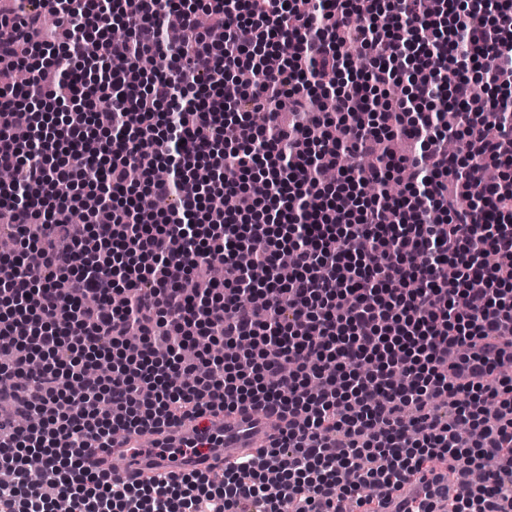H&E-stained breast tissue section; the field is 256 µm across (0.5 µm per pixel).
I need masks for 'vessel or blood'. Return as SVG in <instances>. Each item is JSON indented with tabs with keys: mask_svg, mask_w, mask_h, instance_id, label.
Here are the masks:
<instances>
[{
	"mask_svg": "<svg viewBox=\"0 0 512 512\" xmlns=\"http://www.w3.org/2000/svg\"><path fill=\"white\" fill-rule=\"evenodd\" d=\"M206 425L215 435L218 444L202 449L200 454L171 460L165 455H135L134 446L138 435L126 436L121 447L112 451L97 452L101 469L123 479L134 481L167 474L178 475L187 471L205 473L216 470L222 463L236 460L256 449L268 445L279 433L277 418L252 412L236 411L207 420ZM448 481H430L414 477L404 482L401 488L386 501V512H423L425 504H442L448 495Z\"/></svg>",
	"mask_w": 512,
	"mask_h": 512,
	"instance_id": "vessel-or-blood-1",
	"label": "vessel or blood"
}]
</instances>
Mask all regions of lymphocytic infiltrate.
Segmentation results:
<instances>
[{"label": "lymphocytic infiltrate", "instance_id": "lymphocytic-infiltrate-1", "mask_svg": "<svg viewBox=\"0 0 512 512\" xmlns=\"http://www.w3.org/2000/svg\"><path fill=\"white\" fill-rule=\"evenodd\" d=\"M43 7L54 34L0 11V78L29 73L0 81V170L14 175L0 223L18 240L0 260V399L14 402L0 417L14 473L0 512L56 495L71 512L116 500L126 512H384V494L444 466L462 475L447 512H512V376L488 361L482 380H458L479 341L512 335V0H442L432 13L423 0ZM202 11L223 42L199 27ZM117 25L130 34L124 68L107 65ZM344 42L362 51L356 73ZM145 55L148 75L135 66ZM253 68L257 80L227 95ZM325 74L338 87L320 88ZM402 136L413 159L390 148ZM364 155L376 163L359 167ZM488 162L500 178L474 180ZM328 167L330 183L318 177ZM394 175L399 197L382 190ZM212 194L235 207L206 208ZM74 210L92 218L81 238L57 220ZM214 258L236 265L233 281L203 278ZM255 265L266 281L251 279ZM252 291L264 307L241 305ZM199 337L232 355L185 360ZM102 359L110 374L84 383ZM257 408L285 428L215 487H195L197 471L158 479L145 508L92 460L120 430ZM31 414L40 426L21 427ZM31 464L44 482H28Z\"/></svg>", "mask_w": 512, "mask_h": 512}]
</instances>
